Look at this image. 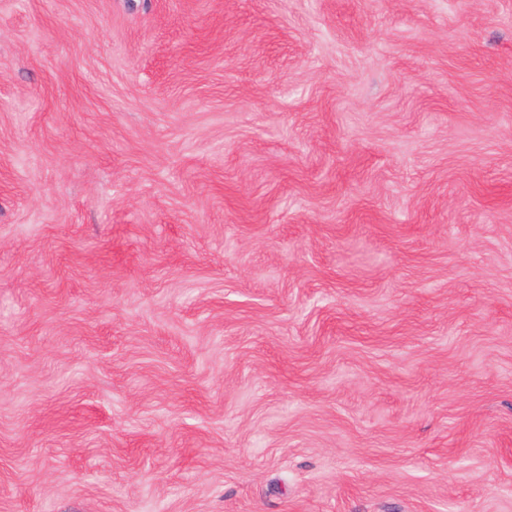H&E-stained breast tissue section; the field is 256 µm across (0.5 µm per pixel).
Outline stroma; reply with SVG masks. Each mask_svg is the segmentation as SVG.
<instances>
[{"instance_id": "1", "label": "stroma", "mask_w": 512, "mask_h": 512, "mask_svg": "<svg viewBox=\"0 0 512 512\" xmlns=\"http://www.w3.org/2000/svg\"><path fill=\"white\" fill-rule=\"evenodd\" d=\"M0 512H512V0H0Z\"/></svg>"}]
</instances>
